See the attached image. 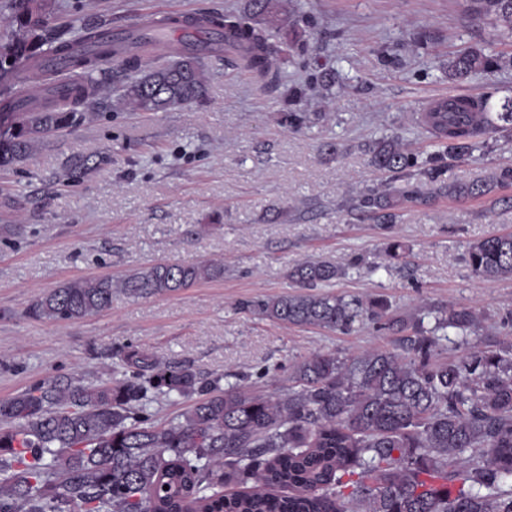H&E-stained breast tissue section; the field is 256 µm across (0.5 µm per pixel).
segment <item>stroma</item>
I'll return each mask as SVG.
<instances>
[{"instance_id":"35a3bbf8","label":"stroma","mask_w":512,"mask_h":512,"mask_svg":"<svg viewBox=\"0 0 512 512\" xmlns=\"http://www.w3.org/2000/svg\"><path fill=\"white\" fill-rule=\"evenodd\" d=\"M149 0H56L52 27L108 19L131 26ZM200 13H234L272 26L287 45L273 89L202 59L204 99L148 114L102 103L89 121L49 138L26 160L0 169V401L59 376H120L127 346L203 375H239L250 392L293 386L296 363L316 353L354 356L392 350L398 335L372 325L344 335L294 326L242 310L243 302L292 290L288 270L319 258L348 265L335 293L385 296L398 317L423 307L464 305L480 324L458 358L489 340L512 346V280L485 281L465 267L471 241L512 233V183L480 197L447 186L488 181L512 168V129L487 137L474 157L446 161L439 181L420 183L390 228L360 211L368 189L390 179L370 163L368 145L400 134L407 151L428 155L430 137L414 114L438 92L488 96L492 111L512 101V33L471 15L464 0H177ZM479 50L496 64L484 79L449 76L458 52ZM95 166L75 179L72 159ZM406 243L401 264L385 267L387 236ZM222 262L224 276L175 294L134 299L117 292L107 309L70 322L26 315L29 301L60 282L121 279L158 262Z\"/></svg>"}]
</instances>
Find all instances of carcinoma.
I'll return each mask as SVG.
<instances>
[{
    "instance_id": "obj_1",
    "label": "carcinoma",
    "mask_w": 512,
    "mask_h": 512,
    "mask_svg": "<svg viewBox=\"0 0 512 512\" xmlns=\"http://www.w3.org/2000/svg\"><path fill=\"white\" fill-rule=\"evenodd\" d=\"M478 16L493 15L512 30V0H470ZM9 30L0 42V80L28 62L45 72L49 56L68 59L81 79L62 106L20 111L24 94L0 96V168L23 161L55 132L82 124L101 97L92 77L111 58L121 73L115 104L133 112H165L203 98L207 76L200 48L156 66L121 55L101 25L49 28L53 0H0ZM248 44L244 62L270 87L281 46L238 18L198 19ZM491 62L481 51L448 63L450 75L481 77ZM421 127L438 151L420 162L395 140L373 149L372 163L391 173L382 190L358 200L385 224L404 200L418 196L412 181H434L443 159H466L499 129L480 96L464 111L428 112ZM512 181V168L481 185L448 189L486 196ZM471 274L512 279V235L472 242L463 256ZM346 274L334 262L307 259L288 272L299 290L256 298L243 308L297 326L351 333L365 321L400 333L403 352L356 356L313 354L299 362L297 388L277 396L221 386L190 365H171L139 347L122 352L120 378L86 383L79 377L40 381L0 401V512H512V350L475 347L460 359L439 358L438 335L466 337L478 318L464 306L431 308L434 321L388 316L383 296L324 293ZM224 277L212 261L157 263L117 284L109 277L74 279L49 288L28 306L37 320H79L108 308L113 287L131 297L179 292ZM190 400L183 420L149 423L148 391ZM351 488L346 494L344 489Z\"/></svg>"
}]
</instances>
